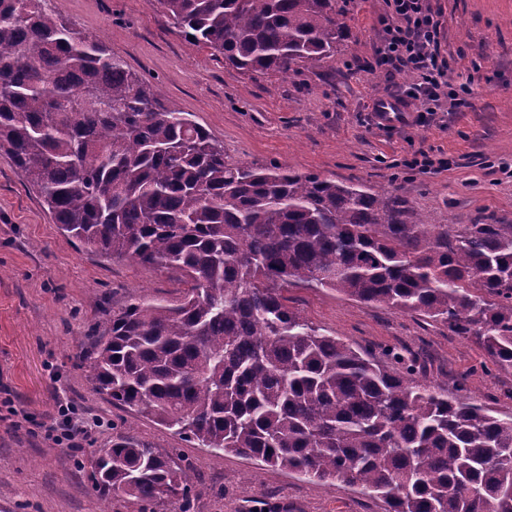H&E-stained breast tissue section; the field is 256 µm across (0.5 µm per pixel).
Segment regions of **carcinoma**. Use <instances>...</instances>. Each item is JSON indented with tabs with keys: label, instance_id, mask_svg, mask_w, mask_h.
<instances>
[{
	"label": "carcinoma",
	"instance_id": "carcinoma-1",
	"mask_svg": "<svg viewBox=\"0 0 512 512\" xmlns=\"http://www.w3.org/2000/svg\"><path fill=\"white\" fill-rule=\"evenodd\" d=\"M244 73L336 54V0H158ZM0 155L95 255L181 275V297L112 308L93 388L181 439L386 512H512V416L307 322L284 292L331 288L475 336L512 367V222L428 224L363 184L234 161L205 127L42 0H0ZM129 435L85 459L96 492L189 512L192 481Z\"/></svg>",
	"mask_w": 512,
	"mask_h": 512
}]
</instances>
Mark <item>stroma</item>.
I'll use <instances>...</instances> for the list:
<instances>
[{
	"instance_id": "1",
	"label": "stroma",
	"mask_w": 512,
	"mask_h": 512,
	"mask_svg": "<svg viewBox=\"0 0 512 512\" xmlns=\"http://www.w3.org/2000/svg\"><path fill=\"white\" fill-rule=\"evenodd\" d=\"M49 8L99 37L114 57L148 79L246 163L288 165L362 183L403 198L431 224L512 222V0H431L440 15L441 54L452 87L473 94L434 123L379 128L374 104L412 82L376 67L383 0H336L349 38L335 56L290 74L247 76L185 40L157 0H47ZM418 150L447 157L448 169L401 166ZM175 273L127 260H104L63 235L20 171L0 157V512H148L125 497L103 500L78 458L88 450L45 431L70 403L107 428L103 447L128 434L179 449L192 470L191 512H384L357 489L325 486L227 453L215 455L98 394L77 360L106 310L139 296L173 300ZM291 304L311 324L381 354L416 356L418 376L448 392L512 415V369L488 367L473 336L394 308L322 288L289 286ZM27 415L15 430L14 413Z\"/></svg>"
}]
</instances>
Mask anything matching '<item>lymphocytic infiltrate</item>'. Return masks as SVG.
I'll list each match as a JSON object with an SVG mask.
<instances>
[{
  "mask_svg": "<svg viewBox=\"0 0 512 512\" xmlns=\"http://www.w3.org/2000/svg\"><path fill=\"white\" fill-rule=\"evenodd\" d=\"M389 22L384 29L376 64L386 71H408L415 83L394 93L402 105L418 101L415 121L420 125L434 122L438 112L462 105L468 86L459 91L448 89V64L440 54V23L430 0H385Z\"/></svg>",
  "mask_w": 512,
  "mask_h": 512,
  "instance_id": "f902f5d3",
  "label": "lymphocytic infiltrate"
}]
</instances>
